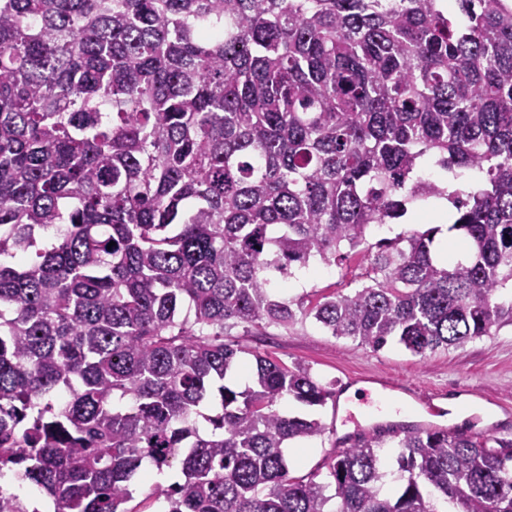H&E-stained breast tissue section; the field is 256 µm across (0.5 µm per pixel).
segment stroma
I'll use <instances>...</instances> for the list:
<instances>
[{
    "instance_id": "1",
    "label": "stroma",
    "mask_w": 512,
    "mask_h": 512,
    "mask_svg": "<svg viewBox=\"0 0 512 512\" xmlns=\"http://www.w3.org/2000/svg\"><path fill=\"white\" fill-rule=\"evenodd\" d=\"M370 273V258L362 249L340 265H310L303 272V282L288 279L281 290L294 298L309 293L342 295L367 283ZM231 335L243 348L290 367H308L317 380L341 396L339 402L315 409L325 432L306 442L299 459L291 463L292 476L326 472L337 442H354L357 436L372 433L376 425L417 424L425 418L423 402L427 399L442 407L452 396H467L474 402L464 420L447 415L433 418V425L471 436L490 431L512 436L511 326L423 357L393 341L375 351L351 339L328 335L310 321L288 333L274 327L238 326ZM408 384L416 392L406 397L401 388ZM349 388L356 389V397L346 396Z\"/></svg>"
}]
</instances>
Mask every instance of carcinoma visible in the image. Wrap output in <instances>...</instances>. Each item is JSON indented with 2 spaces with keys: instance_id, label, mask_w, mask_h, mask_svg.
<instances>
[{
  "instance_id": "obj_1",
  "label": "carcinoma",
  "mask_w": 512,
  "mask_h": 512,
  "mask_svg": "<svg viewBox=\"0 0 512 512\" xmlns=\"http://www.w3.org/2000/svg\"><path fill=\"white\" fill-rule=\"evenodd\" d=\"M440 197L448 260L437 225L349 295L272 288ZM510 283L512 0H0V479L55 512H135L145 460L164 512H512V438L379 428L292 476L325 426L282 405L331 392L225 339L424 356L512 326Z\"/></svg>"
}]
</instances>
